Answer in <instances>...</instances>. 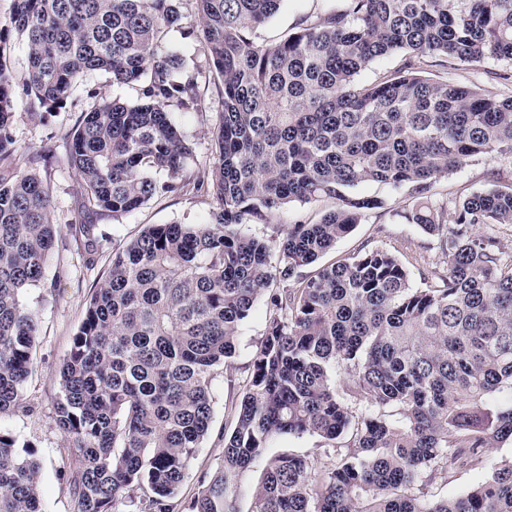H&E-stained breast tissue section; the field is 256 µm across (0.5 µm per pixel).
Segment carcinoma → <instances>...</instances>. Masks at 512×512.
<instances>
[{
	"mask_svg": "<svg viewBox=\"0 0 512 512\" xmlns=\"http://www.w3.org/2000/svg\"><path fill=\"white\" fill-rule=\"evenodd\" d=\"M183 2L12 0L0 23V414L24 408L38 322L22 294L55 246L48 185L11 168L7 43L18 35L24 92L42 108H64L95 72L140 86L137 103L99 102L72 134L93 211L116 218L192 188L215 202L204 224H152L112 250L58 373L55 422L79 452L66 472L76 512H126L138 490L141 512H174L210 429L215 368L262 299L270 317L224 466L190 512H237L240 474L305 434L328 441L335 462L316 478L300 456L269 458L251 512H512V461L491 462L512 441V260L493 233L512 224V186L449 200L451 225L429 201L474 156L512 160V96L417 74L433 58L512 60V0H342L274 44L256 30L284 0H190L221 106L204 179L189 174L193 148L170 112L199 106L197 69L164 42ZM396 53L398 72L356 83ZM366 183L415 197L406 221L448 255L437 285L411 287L376 247L299 273L382 206L355 193ZM325 198L333 210L279 241L243 230ZM487 466L455 497L429 493L452 470ZM38 480L29 445L0 429V512H42Z\"/></svg>",
	"mask_w": 512,
	"mask_h": 512,
	"instance_id": "cac0c4a2",
	"label": "carcinoma"
}]
</instances>
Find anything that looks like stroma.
<instances>
[{
	"mask_svg": "<svg viewBox=\"0 0 512 512\" xmlns=\"http://www.w3.org/2000/svg\"><path fill=\"white\" fill-rule=\"evenodd\" d=\"M333 3L334 0H285L280 11L258 29L257 35L264 41H277L302 19ZM183 11L182 27L168 32L166 41L182 54L189 66L199 70L200 106L191 112L175 111L174 117L193 147L190 168L195 177L203 178L213 162L211 128L220 106L191 0H186ZM8 57L13 86L18 93L12 126L15 163L18 168L36 170L47 183L52 196L56 242L43 280L24 295L40 328L32 351L31 371L23 385L25 407L1 414L0 429L32 445L34 458L40 464L39 493L44 512H76L62 469L75 464L77 451L70 447L54 421L59 392L56 373L70 351L94 289L108 274L113 248L150 224L206 223L213 201L206 195L189 192L155 197L133 213L116 219L85 211L80 180L68 161L69 134L94 97L133 103L139 98V88L134 84H115L109 82L106 74L93 73L78 83L65 108L46 112L42 122L34 123L28 118L31 99L22 92L28 61L21 37H13ZM420 71L422 77L431 81L474 85L495 94L512 95V83L507 80L512 74V61L489 58L471 66L444 58L426 62ZM510 182L512 161L492 151L473 157L437 182L431 200L444 204L453 196ZM359 191L382 199L384 205L368 212L360 224L339 238L335 247L323 256V264L353 256L364 248L378 247L399 258L410 274L412 287L436 284L448 268V258L436 237L406 222L404 214L415 204L409 189L368 183L361 185ZM79 221L92 224L94 243L74 236L71 225ZM269 316L266 305L257 304L240 327L234 356L215 371L210 431L197 448L174 499L178 507L188 505L201 490L203 480L211 478L224 463V435L235 426L236 406L248 387L252 360L264 339ZM283 451L306 458L316 473L331 467L335 460L325 441L316 435L286 437L270 449L274 455Z\"/></svg>",
	"mask_w": 512,
	"mask_h": 512,
	"instance_id": "stroma-1",
	"label": "stroma"
}]
</instances>
